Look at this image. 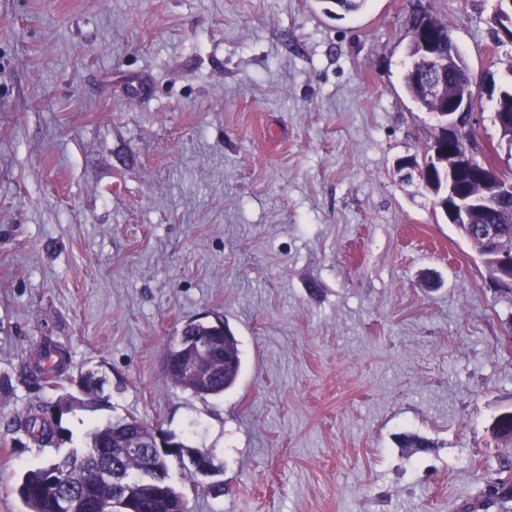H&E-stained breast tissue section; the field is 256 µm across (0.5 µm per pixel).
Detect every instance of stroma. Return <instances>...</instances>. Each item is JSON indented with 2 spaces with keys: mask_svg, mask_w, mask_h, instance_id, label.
<instances>
[{
  "mask_svg": "<svg viewBox=\"0 0 512 512\" xmlns=\"http://www.w3.org/2000/svg\"><path fill=\"white\" fill-rule=\"evenodd\" d=\"M420 5L504 79L498 0H0V512L125 417L211 454L170 461L187 512H460L497 478L512 294L397 172L436 133L403 88ZM470 131L512 167L481 90ZM217 316L242 374L204 399L166 347ZM89 370L100 404L34 441ZM367 0H318L323 13L329 17L343 19L345 15L357 12ZM45 354L48 360L51 361L50 367L42 371L47 374L46 379L52 378V381L60 377L67 369L69 354L68 351L56 344H46Z\"/></svg>",
  "mask_w": 512,
  "mask_h": 512,
  "instance_id": "obj_1",
  "label": "stroma"
}]
</instances>
